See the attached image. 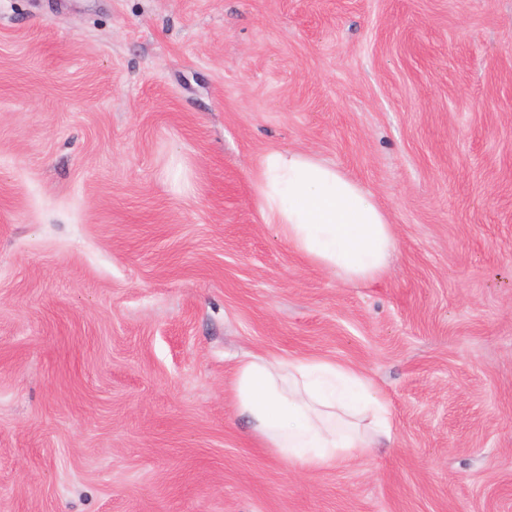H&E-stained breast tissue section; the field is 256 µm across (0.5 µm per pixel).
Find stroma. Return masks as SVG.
I'll list each match as a JSON object with an SVG mask.
<instances>
[{"label":"stroma","instance_id":"obj_1","mask_svg":"<svg viewBox=\"0 0 512 512\" xmlns=\"http://www.w3.org/2000/svg\"><path fill=\"white\" fill-rule=\"evenodd\" d=\"M274 149L374 194L381 281L285 244ZM251 355L392 443L260 448ZM0 512H512V0H0ZM232 390L261 447L302 470L336 465L392 437L372 382L336 362L250 356L238 363Z\"/></svg>","mask_w":512,"mask_h":512}]
</instances>
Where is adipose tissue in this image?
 <instances>
[{
  "mask_svg": "<svg viewBox=\"0 0 512 512\" xmlns=\"http://www.w3.org/2000/svg\"><path fill=\"white\" fill-rule=\"evenodd\" d=\"M258 203L284 242L342 281L374 282L395 237L372 193L315 156L264 155ZM233 397L261 447L303 470L324 468L392 437L388 410L357 370L320 359L251 356L234 374Z\"/></svg>",
  "mask_w": 512,
  "mask_h": 512,
  "instance_id": "ef3b65f1",
  "label": "adipose tissue"
}]
</instances>
